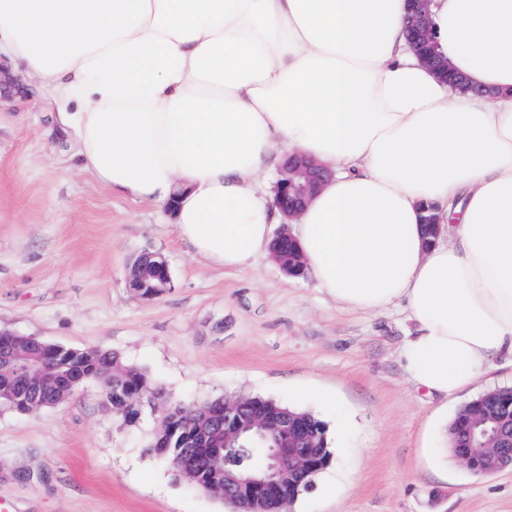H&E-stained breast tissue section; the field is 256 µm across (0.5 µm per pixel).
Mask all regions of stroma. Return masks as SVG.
<instances>
[{
    "label": "stroma",
    "instance_id": "stroma-1",
    "mask_svg": "<svg viewBox=\"0 0 512 512\" xmlns=\"http://www.w3.org/2000/svg\"><path fill=\"white\" fill-rule=\"evenodd\" d=\"M76 152L35 78L0 96V331L112 350L144 369L166 403L260 396L312 412L334 456L290 512H512L511 469L479 478L426 451L463 405L512 388V362L446 400L417 393L399 358L412 328L400 308L342 310L269 258L244 270L195 258L171 207L110 191L78 169ZM143 252L168 264L172 286L160 296L128 286ZM156 425L148 413L127 426L96 382L28 414L0 407V503L231 512L149 451Z\"/></svg>",
    "mask_w": 512,
    "mask_h": 512
}]
</instances>
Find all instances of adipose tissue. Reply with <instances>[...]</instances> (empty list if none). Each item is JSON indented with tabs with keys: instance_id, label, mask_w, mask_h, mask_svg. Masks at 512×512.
<instances>
[{
	"instance_id": "1",
	"label": "adipose tissue",
	"mask_w": 512,
	"mask_h": 512,
	"mask_svg": "<svg viewBox=\"0 0 512 512\" xmlns=\"http://www.w3.org/2000/svg\"><path fill=\"white\" fill-rule=\"evenodd\" d=\"M434 12L469 91L417 59L406 0H0V54L80 170L174 204L209 264L270 251L279 212L255 183L283 151L331 170L293 223L304 271L343 309L402 305L409 379L445 398L512 357V0Z\"/></svg>"
}]
</instances>
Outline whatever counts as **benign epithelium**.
I'll use <instances>...</instances> for the list:
<instances>
[{"instance_id":"obj_1","label":"benign epithelium","mask_w":512,"mask_h":512,"mask_svg":"<svg viewBox=\"0 0 512 512\" xmlns=\"http://www.w3.org/2000/svg\"><path fill=\"white\" fill-rule=\"evenodd\" d=\"M429 4L430 0H409L407 32L411 47L419 59L452 89L463 90L465 85L452 72L448 60L437 54L427 39L425 26L429 20ZM331 177V171L313 160L296 153L289 155L277 184L276 207L289 220H295ZM280 242L293 246V262L285 264L277 248L273 250L275 261L286 274L298 275L302 257L288 223L282 224L274 237V243ZM142 257L143 260L129 266V287L141 291L152 273L163 281V288L171 287L165 259L149 252L142 254ZM3 360L14 373H22L28 379L47 374L46 362L40 356L15 351L12 340L8 341ZM223 413V445L211 449L210 457L233 454L243 448L245 442L253 448L265 449L262 465L245 472L226 469L223 483L216 488L217 494L224 500L237 504L238 512H260L258 506L267 501L280 503V512H285L288 505L313 486L317 473L330 464L317 430L297 425L289 415L269 414L250 396L224 398ZM498 443L497 414L493 411L478 412L469 421L466 444H454V451L468 469L490 476L512 467V453H505ZM156 453L159 456H172V464L183 477L190 479L195 474L192 449L170 454L168 449L158 448Z\"/></svg>"}]
</instances>
